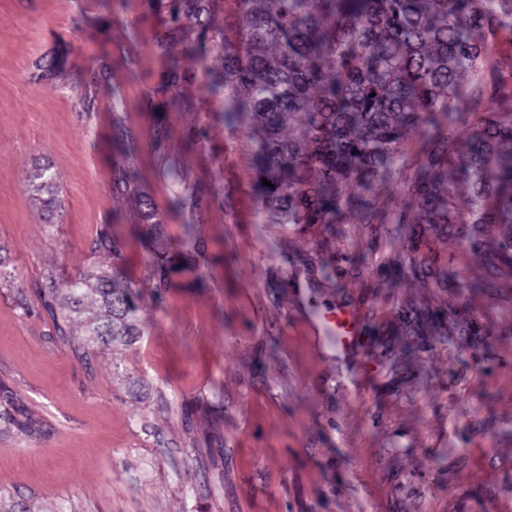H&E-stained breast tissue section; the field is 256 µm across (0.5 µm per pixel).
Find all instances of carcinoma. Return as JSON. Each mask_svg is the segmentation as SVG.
<instances>
[{
	"label": "carcinoma",
	"instance_id": "obj_1",
	"mask_svg": "<svg viewBox=\"0 0 512 512\" xmlns=\"http://www.w3.org/2000/svg\"><path fill=\"white\" fill-rule=\"evenodd\" d=\"M234 4L237 37L224 39V5ZM162 17L155 40L168 72L146 93L162 112H216L232 134L256 142L260 200L266 224H334L353 212L359 224H399L419 235L483 253L512 274V86L493 79L512 57L497 51L512 27V0H120ZM96 61L75 95L94 108L92 87L105 77ZM42 76L62 80L52 56ZM204 86L206 106L187 95ZM487 98L481 109L477 101ZM164 175L180 191L177 206L199 199L181 167L168 162L167 135L155 140ZM45 192L48 215L58 175L49 166L26 175ZM393 190L380 209L364 199L352 209L350 189ZM112 206L130 209L153 228L162 217L143 186L134 148L115 162ZM98 247L112 255L108 270L82 272L67 294L41 291L44 307L85 319L89 347L130 342L146 323L138 285L122 269L112 235ZM166 248L143 260L163 281ZM399 263L414 279L447 286L444 272L408 243Z\"/></svg>",
	"mask_w": 512,
	"mask_h": 512
}]
</instances>
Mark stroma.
Segmentation results:
<instances>
[{
  "label": "stroma",
  "mask_w": 512,
  "mask_h": 512,
  "mask_svg": "<svg viewBox=\"0 0 512 512\" xmlns=\"http://www.w3.org/2000/svg\"><path fill=\"white\" fill-rule=\"evenodd\" d=\"M95 0H0V389L16 394L29 428L0 413V505L37 512H512V281L458 245L427 249L456 273L447 287L394 275L389 236L340 224L335 250L312 225L267 224L254 146L212 120L188 146L194 116L159 121L143 100L164 72L159 20ZM112 75L84 114L70 87L102 51ZM61 55L68 82L36 81ZM136 59L129 72L126 59ZM121 99L145 187L163 217L155 237L112 209V103ZM170 156L201 198L177 189L154 152ZM51 164L63 223L44 221L25 181ZM193 223L191 243L183 226ZM144 292L142 264L167 245L162 303L130 345L84 350L76 322L56 324L38 300L94 266L104 227ZM336 270L324 277L323 265ZM483 286L462 291L459 281ZM343 302L365 319L355 361L332 358L313 314ZM460 305L473 331L429 332L436 310ZM154 148L157 156L161 158L164 175L175 186L180 187V191L175 198L176 205L191 211L197 210L200 200L195 195L184 171L181 167L168 162L167 135L164 132L156 138Z\"/></svg>",
  "instance_id": "1"
}]
</instances>
